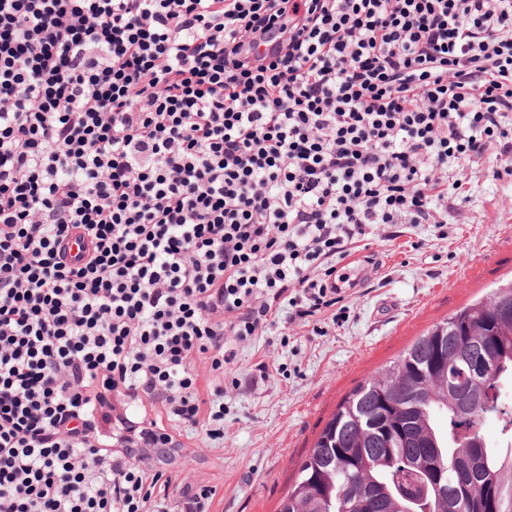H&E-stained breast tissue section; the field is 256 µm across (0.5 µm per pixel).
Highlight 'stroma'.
Instances as JSON below:
<instances>
[{"mask_svg":"<svg viewBox=\"0 0 512 512\" xmlns=\"http://www.w3.org/2000/svg\"><path fill=\"white\" fill-rule=\"evenodd\" d=\"M448 222L397 225L346 265V289L316 325L236 345L224 377V433L157 420L181 447L159 470L215 488L210 512H278L297 462L337 405L379 377L419 336L457 310L512 284V176L489 158L469 165Z\"/></svg>","mask_w":512,"mask_h":512,"instance_id":"obj_1","label":"stroma"}]
</instances>
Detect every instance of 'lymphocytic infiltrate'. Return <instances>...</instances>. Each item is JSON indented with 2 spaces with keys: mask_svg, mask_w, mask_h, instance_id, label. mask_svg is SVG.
I'll list each match as a JSON object with an SVG mask.
<instances>
[{
  "mask_svg": "<svg viewBox=\"0 0 512 512\" xmlns=\"http://www.w3.org/2000/svg\"><path fill=\"white\" fill-rule=\"evenodd\" d=\"M493 154L512 0H0V512H208L130 411L221 435L234 344Z\"/></svg>",
  "mask_w": 512,
  "mask_h": 512,
  "instance_id": "1",
  "label": "lymphocytic infiltrate"
}]
</instances>
